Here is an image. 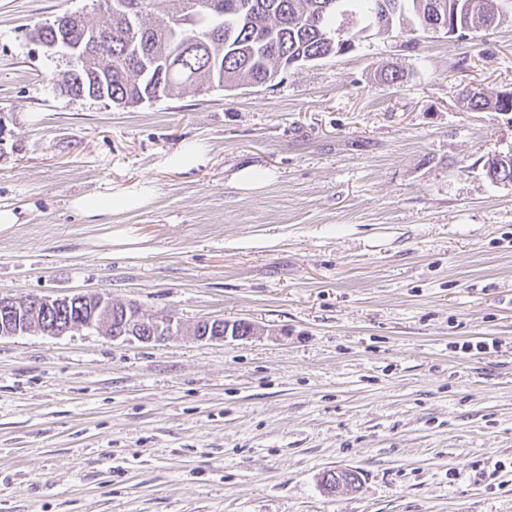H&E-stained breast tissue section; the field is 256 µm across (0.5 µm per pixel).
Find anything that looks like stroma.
<instances>
[{
  "mask_svg": "<svg viewBox=\"0 0 512 512\" xmlns=\"http://www.w3.org/2000/svg\"><path fill=\"white\" fill-rule=\"evenodd\" d=\"M90 6L0 0V297L265 333L0 337V512H512V187L484 170L512 112L460 97L512 92V12L415 45L368 27L266 85L122 108L57 95L27 39ZM188 147L203 162L172 166ZM123 191L148 200L72 207ZM334 468L356 487L327 494ZM478 92H473L470 89L465 91L464 100H468V107L470 111L473 112H484L486 109L494 110L495 112H512V100L510 102H504L503 105L498 104V100L496 99L493 102V93L487 92L485 93L482 90H478ZM142 204V200L131 192L118 193L109 197H83L75 201L74 206L88 216L112 214L114 209H131Z\"/></svg>",
  "mask_w": 512,
  "mask_h": 512,
  "instance_id": "obj_1",
  "label": "stroma"
}]
</instances>
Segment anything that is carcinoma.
I'll use <instances>...</instances> for the list:
<instances>
[{
	"label": "carcinoma",
	"mask_w": 512,
	"mask_h": 512,
	"mask_svg": "<svg viewBox=\"0 0 512 512\" xmlns=\"http://www.w3.org/2000/svg\"><path fill=\"white\" fill-rule=\"evenodd\" d=\"M460 0L456 29L463 37L489 29L504 16V4ZM96 17L64 11L39 20L29 32L55 39L86 33L109 37L104 50L86 55L78 73L66 68L50 78L72 89L73 99L117 106L178 97L239 85L273 82L281 72L336 55L353 41L336 40V21L347 16L380 31L399 24L409 41L433 29L435 0H95ZM469 110L512 112L491 92L465 91Z\"/></svg>",
	"instance_id": "obj_1"
}]
</instances>
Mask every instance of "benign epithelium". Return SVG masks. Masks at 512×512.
Masks as SVG:
<instances>
[{"label": "benign epithelium", "mask_w": 512, "mask_h": 512, "mask_svg": "<svg viewBox=\"0 0 512 512\" xmlns=\"http://www.w3.org/2000/svg\"><path fill=\"white\" fill-rule=\"evenodd\" d=\"M503 163L494 166L489 177L497 184H512V168L508 155H499ZM74 308L75 318L62 326L49 324V312L57 308ZM105 329L114 341L142 339L140 330L149 328L150 341H164L181 330L180 321L172 315L148 316L136 306L103 293H81L63 297L28 295L0 299V336H15L38 330L51 336H60L80 329Z\"/></svg>", "instance_id": "1"}]
</instances>
